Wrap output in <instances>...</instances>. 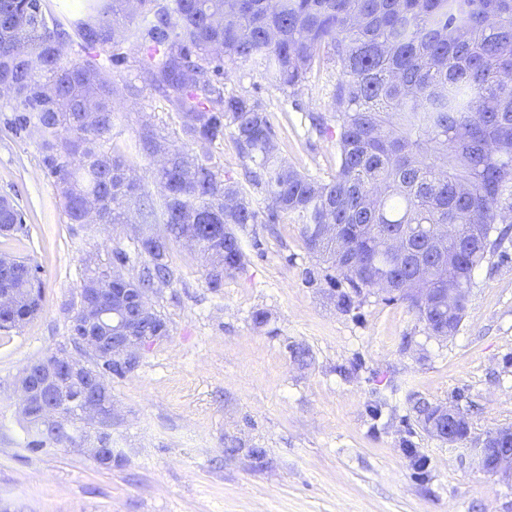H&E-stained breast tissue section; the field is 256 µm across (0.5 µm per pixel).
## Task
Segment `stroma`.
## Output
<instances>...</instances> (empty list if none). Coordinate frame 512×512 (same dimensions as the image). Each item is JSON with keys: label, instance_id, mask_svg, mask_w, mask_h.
Returning a JSON list of instances; mask_svg holds the SVG:
<instances>
[{"label": "stroma", "instance_id": "obj_1", "mask_svg": "<svg viewBox=\"0 0 512 512\" xmlns=\"http://www.w3.org/2000/svg\"><path fill=\"white\" fill-rule=\"evenodd\" d=\"M109 68L115 90L113 155L140 190L159 198L155 157L139 141L145 126L170 148L198 153L182 132L174 92L150 83L136 42ZM326 63L303 88L305 112L251 64L230 69L227 93L259 97L272 114L279 156L319 180L336 170V142L311 133L306 111L326 112L336 79ZM0 111V196L20 203L29 227L10 252L43 270L42 310L0 337V506L10 512H512V486L483 472L463 444L424 431L416 402L459 406L476 436L512 426V237L474 274L456 334L431 336L406 302L364 290L350 312L337 309L326 264L312 257L288 215L237 228L244 265L210 287L201 255L174 241L168 284L149 302L169 334L137 366L109 376L112 454L100 467L69 448H26L17 389L20 372L66 342L70 304L84 261L129 255L128 275L148 263L128 224H72L43 164L35 129L17 133ZM264 322H255L256 313ZM305 348L306 362L291 347ZM385 399L380 418L369 407ZM410 440L426 460L416 472L401 450ZM240 447L228 457L224 449ZM262 448L254 465L243 454Z\"/></svg>", "mask_w": 512, "mask_h": 512}]
</instances>
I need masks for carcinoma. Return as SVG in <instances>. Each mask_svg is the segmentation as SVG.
<instances>
[{
    "instance_id": "1",
    "label": "carcinoma",
    "mask_w": 512,
    "mask_h": 512,
    "mask_svg": "<svg viewBox=\"0 0 512 512\" xmlns=\"http://www.w3.org/2000/svg\"><path fill=\"white\" fill-rule=\"evenodd\" d=\"M140 19L134 28L128 23ZM85 50L133 39L151 64L150 81L171 88L183 133L202 150L194 158L170 152L154 176L159 206L146 203L107 146L114 89L95 55L64 63L67 32L48 25L42 0H0V83L15 132L34 125L43 163L55 178L71 224L84 223L96 205L98 223H124L135 206L141 223L166 225L167 235L138 240L150 257L137 279L119 284L144 292L170 280V242L192 231L210 253L207 279L220 287L243 266L233 225L270 224L283 213L295 219L307 251L322 259L349 289L336 293L347 313L366 288L405 301L441 337L456 333L475 270L501 247L512 215V0H81L70 21ZM328 60L338 66L327 114L308 112L311 128L336 140V171L311 178L275 155L268 109L257 98L225 93L228 68L249 63L304 111L301 87ZM230 133L253 163L252 185L271 202L266 217L246 189L205 159ZM337 224L346 239L339 253L320 236ZM0 234L29 236L25 216L0 197ZM400 239L423 262L403 261L387 247ZM129 256L85 268L82 287H115L116 268ZM16 296L9 332L40 310V265L11 257L0 289ZM72 401L61 424L29 420L33 452L60 444L62 425L76 426L83 389L63 386ZM422 427L436 438L454 427L457 443L468 424L449 422L440 405L417 407Z\"/></svg>"
}]
</instances>
